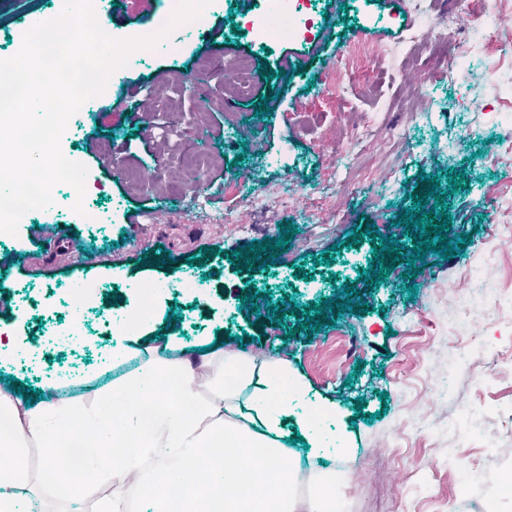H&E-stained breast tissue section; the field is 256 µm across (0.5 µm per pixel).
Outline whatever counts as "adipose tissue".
Segmentation results:
<instances>
[{
  "instance_id": "obj_1",
  "label": "adipose tissue",
  "mask_w": 512,
  "mask_h": 512,
  "mask_svg": "<svg viewBox=\"0 0 512 512\" xmlns=\"http://www.w3.org/2000/svg\"><path fill=\"white\" fill-rule=\"evenodd\" d=\"M151 298L131 308L128 330L112 344L111 361L137 359L130 373L97 388L98 406L49 395L30 402L0 388V512H30L18 461L30 442L45 451L46 478L59 482L58 463L80 447L84 479L120 487L157 475L158 512H342L336 472L321 469L306 497L296 493L300 462L288 451L297 433L312 448L327 440L329 405L309 400L287 362L247 352H200L176 334L148 337ZM209 380L201 382L198 372ZM208 395H201V388ZM153 454V472L142 460Z\"/></svg>"
}]
</instances>
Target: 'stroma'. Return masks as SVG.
I'll return each instance as SVG.
<instances>
[{"label": "stroma", "instance_id": "obj_1", "mask_svg": "<svg viewBox=\"0 0 512 512\" xmlns=\"http://www.w3.org/2000/svg\"><path fill=\"white\" fill-rule=\"evenodd\" d=\"M444 28L471 41L482 58L460 0H308L322 15L310 36L266 46L242 29L263 14V0H212L201 29L175 27L165 46L130 62L111 91L69 121L61 147L88 168L85 195L58 185L51 207L35 211L16 235L0 236V326L19 330L18 352L0 362V378L24 388L62 382L75 396L100 381L93 370L112 350V322L133 306L142 282H170L152 311L153 331H172L184 342L224 344L288 360L303 375L312 398L336 409L325 431L346 439L350 454L334 448L294 452L317 466L340 465L338 493L346 512H512V495L488 478L512 476V213L495 196L512 192V156L496 145L503 129L493 116H512V18L498 28L503 53L491 77L465 83L442 74L421 53H401L408 30L424 25L426 6ZM46 0H0V53L11 54V32L42 15ZM166 0H131L114 21V38L164 23ZM353 41L395 51L370 82L323 91L320 76ZM251 63L247 93L227 81L225 67ZM269 109L260 112L259 99ZM146 103L140 120L127 108ZM364 129L362 143L350 135ZM406 138L403 155L389 143L390 129ZM205 161L190 166L191 156ZM466 173L468 189L447 199L448 237L470 235L461 255L427 253V264L405 281L398 262L384 283L367 288L360 269H374L370 236L347 246L352 229L374 224L399 243L409 235L395 219L413 206L421 173ZM262 196L256 209L250 194ZM83 199L98 223H83L72 206ZM232 209L234 223L217 224L212 211ZM171 214L157 220L158 210ZM138 223H128L130 213ZM296 225L271 271L238 270L230 259L247 244L278 238ZM64 226V239L41 248L40 227ZM251 234H244L242 226ZM85 264L71 261L72 250ZM332 250L331 264L318 262ZM492 265L500 304L465 310L473 282L469 269ZM305 278H298L297 270ZM202 277L201 290L177 288L184 273ZM88 282L92 300H76L73 286ZM366 313L328 311L327 327L296 330L301 313L343 284ZM417 284L416 296L407 293ZM255 303H248V293ZM297 303V314L274 322L269 308ZM261 318H252L254 307ZM410 321H403V312ZM78 323L76 342L55 339L58 324ZM387 400H379V393ZM470 470H463L462 462ZM36 512H89L111 497L99 483L61 493L44 476L43 450L25 453Z\"/></svg>", "mask_w": 512, "mask_h": 512}]
</instances>
